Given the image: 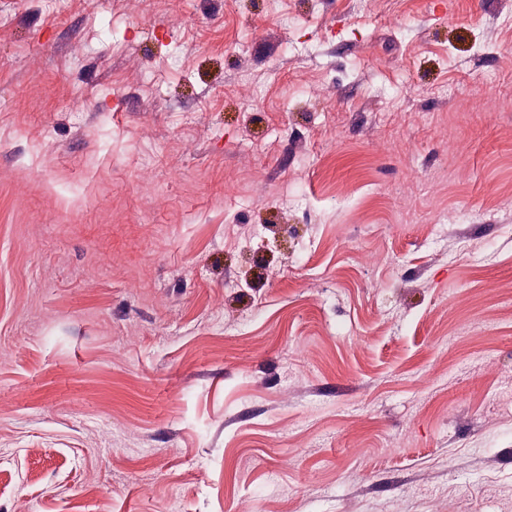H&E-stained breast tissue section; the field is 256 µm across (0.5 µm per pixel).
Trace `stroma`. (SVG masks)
I'll use <instances>...</instances> for the list:
<instances>
[{
  "label": "stroma",
  "instance_id": "1",
  "mask_svg": "<svg viewBox=\"0 0 512 512\" xmlns=\"http://www.w3.org/2000/svg\"><path fill=\"white\" fill-rule=\"evenodd\" d=\"M512 512V0H0V512Z\"/></svg>",
  "mask_w": 512,
  "mask_h": 512
}]
</instances>
